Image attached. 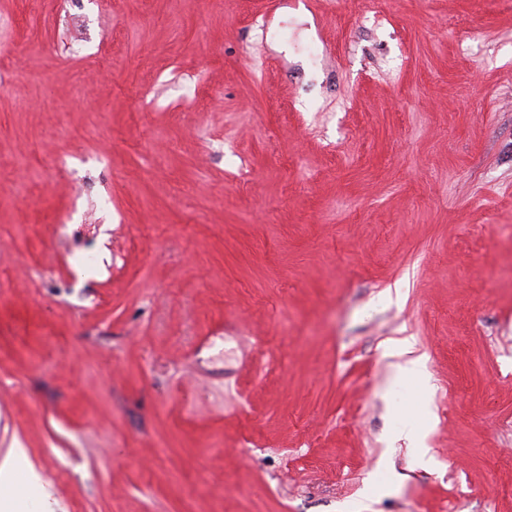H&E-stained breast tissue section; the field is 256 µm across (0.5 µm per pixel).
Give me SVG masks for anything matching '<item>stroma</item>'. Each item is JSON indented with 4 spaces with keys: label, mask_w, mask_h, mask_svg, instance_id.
Segmentation results:
<instances>
[{
    "label": "stroma",
    "mask_w": 512,
    "mask_h": 512,
    "mask_svg": "<svg viewBox=\"0 0 512 512\" xmlns=\"http://www.w3.org/2000/svg\"><path fill=\"white\" fill-rule=\"evenodd\" d=\"M259 4L0 0V458L64 512H512V0Z\"/></svg>",
    "instance_id": "stroma-1"
}]
</instances>
